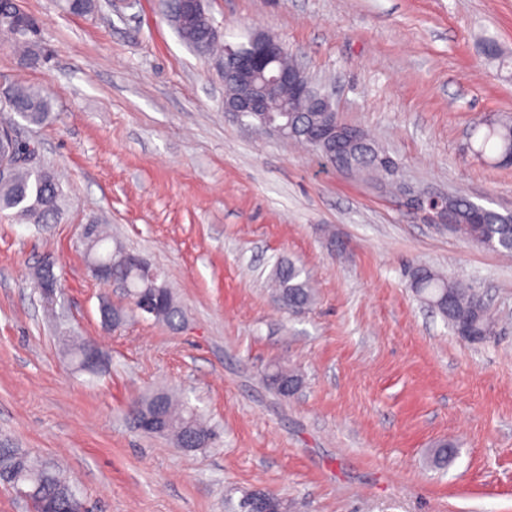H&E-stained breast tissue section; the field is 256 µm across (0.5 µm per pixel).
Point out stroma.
Masks as SVG:
<instances>
[{"label":"stroma","instance_id":"1","mask_svg":"<svg viewBox=\"0 0 512 512\" xmlns=\"http://www.w3.org/2000/svg\"><path fill=\"white\" fill-rule=\"evenodd\" d=\"M232 43L272 34L332 94L341 119L396 159L395 181L512 211V167L467 149L475 123L512 117V0H204ZM48 59L0 47V90L46 85L55 120L15 124L61 174L53 224L0 215V444L59 468L92 512H237L263 489L290 512H512V257L426 223L399 193L224 112V81L160 0H20ZM495 42L499 59L487 57ZM107 225L160 269L184 319L132 312L91 274L83 225ZM54 256L46 310L33 271ZM302 266L315 301L269 286ZM417 266L462 280L495 317L454 334L410 287ZM126 310L106 326L102 302ZM95 339L96 371L62 337ZM296 370L290 397L264 383ZM197 405L208 447L137 431L132 398ZM457 455L431 465L438 444ZM271 281L274 295L281 302L282 309L293 312L312 305L314 289L309 275L294 263L280 262L273 270Z\"/></svg>","mask_w":512,"mask_h":512}]
</instances>
